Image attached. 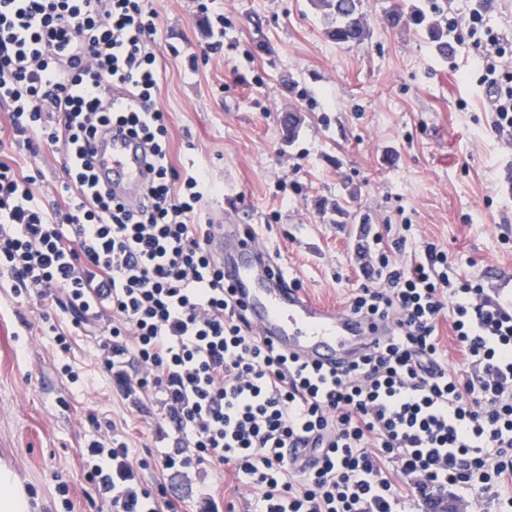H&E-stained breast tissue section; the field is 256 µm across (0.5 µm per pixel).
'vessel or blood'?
I'll return each mask as SVG.
<instances>
[{
  "instance_id": "vessel-or-blood-1",
  "label": "vessel or blood",
  "mask_w": 512,
  "mask_h": 512,
  "mask_svg": "<svg viewBox=\"0 0 512 512\" xmlns=\"http://www.w3.org/2000/svg\"><path fill=\"white\" fill-rule=\"evenodd\" d=\"M88 148L100 184L123 200H137L147 175L138 140L114 130L91 140ZM225 241L234 253L224 262V279L237 288L258 336L275 347L310 363L341 367L384 334L380 323L311 298L255 241L233 234ZM489 297L497 310L512 314V275L494 273Z\"/></svg>"
}]
</instances>
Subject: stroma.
Returning <instances> with one entry per match:
<instances>
[{"mask_svg": "<svg viewBox=\"0 0 512 512\" xmlns=\"http://www.w3.org/2000/svg\"><path fill=\"white\" fill-rule=\"evenodd\" d=\"M394 2L362 0L370 35L346 47L327 38L309 0H217L228 20L217 49L199 0L150 2L176 167H203L224 188L205 213L250 225L305 292L340 310L361 282L359 241L402 224L463 274L512 272V146L489 127L468 47L441 58L421 28L388 24ZM289 110L303 119L291 143L280 125ZM351 187L358 199L336 217ZM42 314L0 278V467L27 489L30 512H100L87 444L112 434L138 463L173 448V435L157 403L134 405L104 371L103 336H71L62 351L52 332L62 315ZM169 485L190 502L210 487L232 512L255 508L246 486L206 465Z\"/></svg>", "mask_w": 512, "mask_h": 512, "instance_id": "35a3bbf8", "label": "stroma"}]
</instances>
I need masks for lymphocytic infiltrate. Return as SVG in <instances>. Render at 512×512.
<instances>
[{"label": "lymphocytic infiltrate", "mask_w": 512, "mask_h": 512, "mask_svg": "<svg viewBox=\"0 0 512 512\" xmlns=\"http://www.w3.org/2000/svg\"><path fill=\"white\" fill-rule=\"evenodd\" d=\"M157 12L148 0H0V270L15 296L102 328V366L122 387L128 363L158 395L177 435L167 472L219 466L242 480L258 512H406L414 497L466 500L472 512H512V316L428 243L408 262L410 225L391 243L373 237L377 267L349 312L390 323L388 336L347 369L311 364L262 341L224 284L200 220L219 187L178 169L158 106ZM449 32L472 50L490 100L492 130L512 139V42L482 11L452 14ZM127 99L112 109L114 93ZM119 126L137 138L148 176L137 202L98 183L85 145ZM61 153L66 178L41 199L40 172L14 157ZM448 318L461 369L442 356ZM309 450L311 464L295 454ZM94 490L111 512H177L153 490L125 446L95 441Z\"/></svg>", "instance_id": "f902f5d3"}]
</instances>
